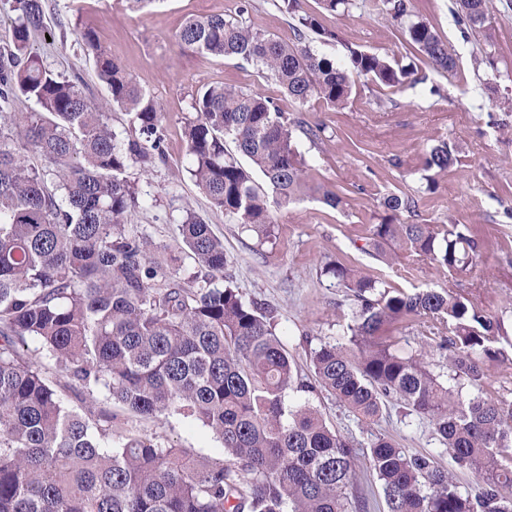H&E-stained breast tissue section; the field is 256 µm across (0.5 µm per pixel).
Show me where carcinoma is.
<instances>
[{
    "mask_svg": "<svg viewBox=\"0 0 512 512\" xmlns=\"http://www.w3.org/2000/svg\"><path fill=\"white\" fill-rule=\"evenodd\" d=\"M328 13L356 0H318ZM375 7L422 53L435 72L457 70V57L412 0H375ZM244 3L233 15L192 17L182 46L213 58L237 59L273 78L302 107L317 99L342 109L352 76L380 87L423 83L411 64L347 44L302 0H278L290 41L260 29ZM13 47L0 53V512H364L355 483L367 457L385 512H512V400L486 389L485 362L507 335L504 320L450 289L407 293L385 288L337 261L323 269L352 298L346 342L310 351L311 375L298 372L276 333L271 311L228 284L231 260L204 219L180 225L189 257L205 274L186 282L149 256L144 236L126 230L139 207L129 162L148 172L165 161L161 109L102 49L80 34L108 97L89 99L54 72L29 45L43 25L41 0H14ZM464 35L483 38L494 66L487 0H452ZM339 43L346 63L317 54L313 42ZM24 97L35 110L13 111ZM195 119L184 128L188 171L212 206L232 224L269 235L275 213L306 196L336 208L348 188L308 178L297 140L316 145L326 126L288 114L254 90L206 85L192 96ZM139 132L124 139L112 111ZM234 144L229 151L227 142ZM47 165L37 167L29 154ZM449 142L430 146L429 172L455 161ZM389 215L372 225L358 250L374 257L396 243L457 276L467 273L482 243L457 226L395 222L417 200L390 194ZM424 327L423 348L439 351L436 371L424 352L400 346ZM52 365L23 353L28 342ZM143 419L166 411L190 416L223 444L205 461L185 448L130 434L112 447V417L66 405L49 371ZM326 392L366 425L390 400L406 417L425 419L455 469L474 475L464 487L429 452L401 448L379 433L364 447L337 432L308 405L286 394Z\"/></svg>",
    "mask_w": 512,
    "mask_h": 512,
    "instance_id": "obj_1",
    "label": "carcinoma"
}]
</instances>
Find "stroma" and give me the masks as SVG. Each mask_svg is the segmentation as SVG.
Returning <instances> with one entry per match:
<instances>
[{
  "mask_svg": "<svg viewBox=\"0 0 512 512\" xmlns=\"http://www.w3.org/2000/svg\"><path fill=\"white\" fill-rule=\"evenodd\" d=\"M44 23L32 32V51L64 77L78 81L92 100L106 98L80 44L82 31L93 30L99 43L119 60L158 102L166 160L150 173L130 164L126 174L146 193L149 203L132 212L129 226L149 241L153 259L174 257V280L187 278L194 263L186 258L179 222L186 213L203 217L233 262L232 285L245 299L265 303L275 315L277 333L301 373H308L309 347L338 340L351 320L350 303L323 266L340 260L365 275L405 292L453 288L475 305L503 318L508 335L501 339L502 360L490 362L491 385L512 378V76H496L476 65L475 39L465 38L450 12L451 0H418L417 11L456 51L454 74L440 75L414 54L401 31L374 8L323 13L326 25L338 28L345 40L362 49L395 58L414 59L427 83L400 90L380 89L357 78L345 108L307 103L303 116L326 127L317 145L300 140L309 159L313 182L328 188L353 185L342 206L333 209L307 197L276 213L270 237H260L230 223L196 186L186 160L184 127L193 119L191 97L204 84L252 89L274 101L282 111L294 106L273 79L238 60H218L182 47L176 34L192 16L234 14L238 0H162L141 12L128 10L126 0H42ZM494 19L493 49L500 65L512 69V0H489ZM490 83L481 91V83ZM442 88L429 92L430 84ZM450 141L456 160L437 176L435 191H424L415 169L426 146ZM412 194L418 200L417 221L440 226L455 224L480 236L484 246L470 275L452 278L447 271L391 247L382 262L356 249L371 225L383 214L389 194ZM65 401L112 417V440L131 433L153 438L162 446L188 449L197 459L217 458L222 442L193 418L171 412L146 420L112 403L104 393L64 392ZM308 400L341 434L368 444L384 433L401 447L440 452L429 423L403 417L397 408L384 411L367 426L335 399L313 395Z\"/></svg>",
  "mask_w": 512,
  "mask_h": 512,
  "instance_id": "obj_1",
  "label": "stroma"
}]
</instances>
